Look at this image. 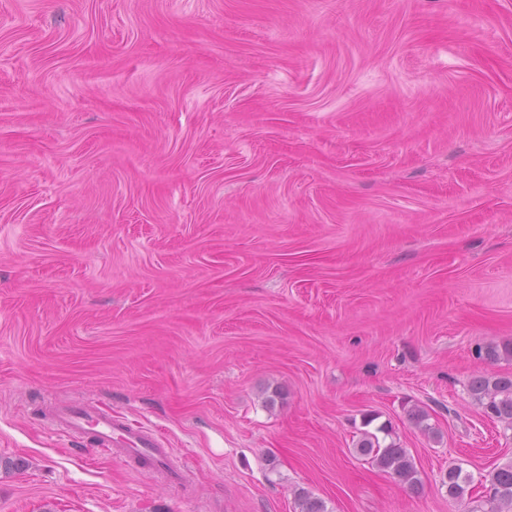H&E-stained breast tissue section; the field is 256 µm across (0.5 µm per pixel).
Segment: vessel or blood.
I'll return each instance as SVG.
<instances>
[{"label":"vessel or blood","instance_id":"b4317fda","mask_svg":"<svg viewBox=\"0 0 512 512\" xmlns=\"http://www.w3.org/2000/svg\"><path fill=\"white\" fill-rule=\"evenodd\" d=\"M51 423L61 435L79 438L93 434L99 445L120 449L132 458H145L163 467L166 452L154 433L135 430L106 410H94L80 403L55 406Z\"/></svg>","mask_w":512,"mask_h":512}]
</instances>
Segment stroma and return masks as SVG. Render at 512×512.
I'll list each match as a JSON object with an SVG mask.
<instances>
[{
	"mask_svg": "<svg viewBox=\"0 0 512 512\" xmlns=\"http://www.w3.org/2000/svg\"><path fill=\"white\" fill-rule=\"evenodd\" d=\"M490 343L512 0H0V512H466L449 465L512 460ZM384 425L420 491L357 453ZM469 391L488 417L512 430V378L478 376ZM51 423L63 436L80 438L91 433L99 445L119 448L136 460L140 457L148 459L169 476L164 467L166 452L157 436L152 432L132 429L112 416V412L90 409L81 403L63 404L54 407Z\"/></svg>",
	"mask_w": 512,
	"mask_h": 512,
	"instance_id": "obj_1",
	"label": "stroma"
}]
</instances>
